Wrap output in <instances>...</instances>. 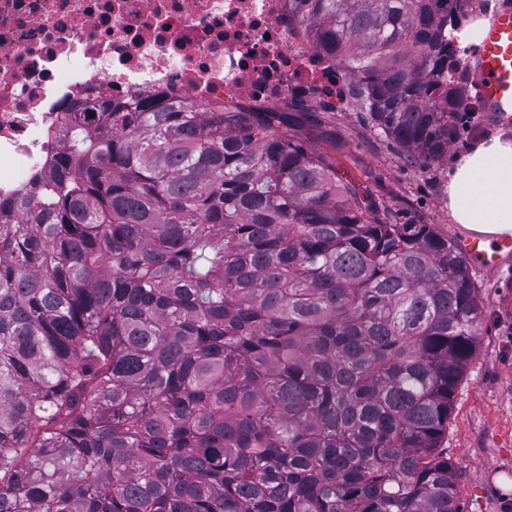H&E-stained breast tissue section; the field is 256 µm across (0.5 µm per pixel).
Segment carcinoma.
Segmentation results:
<instances>
[{"label": "carcinoma", "instance_id": "carcinoma-1", "mask_svg": "<svg viewBox=\"0 0 512 512\" xmlns=\"http://www.w3.org/2000/svg\"><path fill=\"white\" fill-rule=\"evenodd\" d=\"M451 0H294L415 164L468 102ZM63 113L0 201V512H463L439 444L469 259L360 196L291 112Z\"/></svg>", "mask_w": 512, "mask_h": 512}]
</instances>
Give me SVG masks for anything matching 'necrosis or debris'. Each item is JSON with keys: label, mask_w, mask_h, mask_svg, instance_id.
Segmentation results:
<instances>
[{"label": "necrosis or debris", "mask_w": 512, "mask_h": 512, "mask_svg": "<svg viewBox=\"0 0 512 512\" xmlns=\"http://www.w3.org/2000/svg\"><path fill=\"white\" fill-rule=\"evenodd\" d=\"M348 72L291 0H0V199H20L63 149L56 118L109 99L281 112L348 106Z\"/></svg>", "instance_id": "4bbe7bcc"}]
</instances>
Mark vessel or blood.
<instances>
[{
    "label": "vessel or blood",
    "instance_id": "b4317fda",
    "mask_svg": "<svg viewBox=\"0 0 512 512\" xmlns=\"http://www.w3.org/2000/svg\"><path fill=\"white\" fill-rule=\"evenodd\" d=\"M474 87L486 112L501 126L512 127V0L502 7L486 27L474 49ZM462 252L489 273L503 264L505 249L512 242L502 241L499 249L485 250L476 238L459 239Z\"/></svg>",
    "mask_w": 512,
    "mask_h": 512
}]
</instances>
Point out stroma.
Masks as SVG:
<instances>
[{"instance_id":"35a3bbf8","label":"stroma","mask_w":512,"mask_h":512,"mask_svg":"<svg viewBox=\"0 0 512 512\" xmlns=\"http://www.w3.org/2000/svg\"><path fill=\"white\" fill-rule=\"evenodd\" d=\"M307 146L328 154L340 172L379 202L438 225L450 237L468 232L448 215V171L456 155L502 132L476 113L447 156L428 167L407 163L404 150L351 107L334 112L300 103ZM484 305L479 344L457 386L440 451L454 465L463 512H512V256L494 274L471 269Z\"/></svg>"}]
</instances>
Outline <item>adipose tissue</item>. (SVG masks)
Instances as JSON below:
<instances>
[{"mask_svg": "<svg viewBox=\"0 0 512 512\" xmlns=\"http://www.w3.org/2000/svg\"><path fill=\"white\" fill-rule=\"evenodd\" d=\"M448 212L487 240L512 234V140L497 136L458 156L448 176Z\"/></svg>", "mask_w": 512, "mask_h": 512, "instance_id": "1", "label": "adipose tissue"}]
</instances>
